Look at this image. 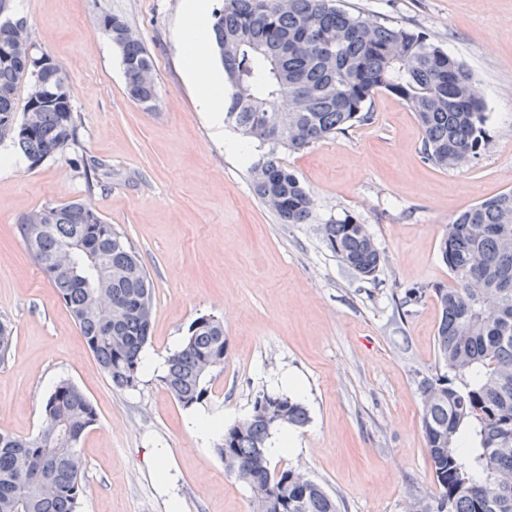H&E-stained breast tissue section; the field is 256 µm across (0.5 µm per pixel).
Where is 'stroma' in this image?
Returning a JSON list of instances; mask_svg holds the SVG:
<instances>
[{
	"mask_svg": "<svg viewBox=\"0 0 512 512\" xmlns=\"http://www.w3.org/2000/svg\"><path fill=\"white\" fill-rule=\"evenodd\" d=\"M344 9L425 33L475 75L488 141L472 162L441 169L421 153L410 107L382 91L369 121L300 153H283L315 201L313 223L282 224L254 194L256 145L217 132L185 78L184 0H13L37 50L62 65L79 118L78 143L40 165L0 168V320L14 328L0 364V431L36 435L63 379L94 405L81 439L85 492L77 512H252L250 487L201 439L193 412L230 426L262 393L299 387L307 426L293 430L278 468L308 474L340 512H405L435 482L419 383L441 370L432 294L452 283L439 254L461 211L512 190V0H339ZM122 16L145 44L159 99L126 93L118 49L98 28ZM82 201L123 232L153 282L143 348L160 366L119 391L99 368L18 229L31 211ZM352 214L382 256L360 279L325 245L321 225ZM428 292L407 305L408 289ZM224 323V366L195 410L167 391L164 361L191 323Z\"/></svg>",
	"mask_w": 512,
	"mask_h": 512,
	"instance_id": "obj_1",
	"label": "stroma"
}]
</instances>
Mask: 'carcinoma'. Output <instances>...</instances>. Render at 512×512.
<instances>
[{
	"instance_id": "1",
	"label": "carcinoma",
	"mask_w": 512,
	"mask_h": 512,
	"mask_svg": "<svg viewBox=\"0 0 512 512\" xmlns=\"http://www.w3.org/2000/svg\"><path fill=\"white\" fill-rule=\"evenodd\" d=\"M106 37L119 49L129 97L147 111L158 90L137 85V73L153 66L142 40L128 41V23L103 14ZM215 48L224 68V122L258 144L251 169L256 196L282 224H310L314 200L282 164L279 151H300L371 118L375 94L387 91L415 113L422 154L448 169L477 157L487 141L486 104L462 62L424 33L349 12L333 0H224L212 13ZM60 89L61 107H45L23 133L16 112L21 81L35 79L24 54L0 61V141L8 138L35 165L77 141V116L63 68L44 74ZM42 230H19L38 267L84 336L96 363L120 390L133 389L143 369L150 336L153 283L126 237L98 213L71 201L51 208ZM326 246L364 280L382 262L364 225L346 213L323 224ZM439 254L453 277L435 287L441 309L436 349L444 371L420 382L432 390L422 427L436 484L425 512H512V190L461 212L448 224ZM13 328L0 322V363L10 355ZM224 368V324L201 316L167 360L163 384L178 403L192 408L208 396L210 376ZM279 408L288 425L303 428L307 408L283 394L258 396L240 432L222 431L219 457L231 453L249 465L266 451L272 431L267 409ZM97 423L95 407L68 380L44 404L37 435L0 432V512H76L85 491L78 450ZM265 468L237 476L266 490L282 512H338L320 484L305 489L295 470Z\"/></svg>"
}]
</instances>
